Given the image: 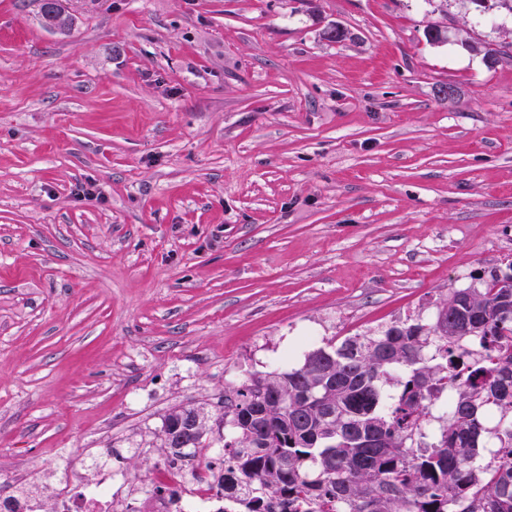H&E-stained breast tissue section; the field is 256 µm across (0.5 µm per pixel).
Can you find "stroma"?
<instances>
[{"mask_svg": "<svg viewBox=\"0 0 512 512\" xmlns=\"http://www.w3.org/2000/svg\"><path fill=\"white\" fill-rule=\"evenodd\" d=\"M314 2L0 0L1 496L97 448L151 494L170 409L512 263V18Z\"/></svg>", "mask_w": 512, "mask_h": 512, "instance_id": "obj_1", "label": "stroma"}]
</instances>
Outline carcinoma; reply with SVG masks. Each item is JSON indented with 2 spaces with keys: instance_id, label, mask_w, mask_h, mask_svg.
Segmentation results:
<instances>
[{
  "instance_id": "carcinoma-1",
  "label": "carcinoma",
  "mask_w": 512,
  "mask_h": 512,
  "mask_svg": "<svg viewBox=\"0 0 512 512\" xmlns=\"http://www.w3.org/2000/svg\"><path fill=\"white\" fill-rule=\"evenodd\" d=\"M483 288H461L431 323H398L309 352L302 365L248 374L224 394V495L241 512H512V264ZM485 352L469 363L461 342ZM405 369L387 403L382 384ZM451 408L439 438L413 448L443 388ZM497 459L481 464L488 411ZM204 407H175L159 439L173 457L207 447Z\"/></svg>"
}]
</instances>
